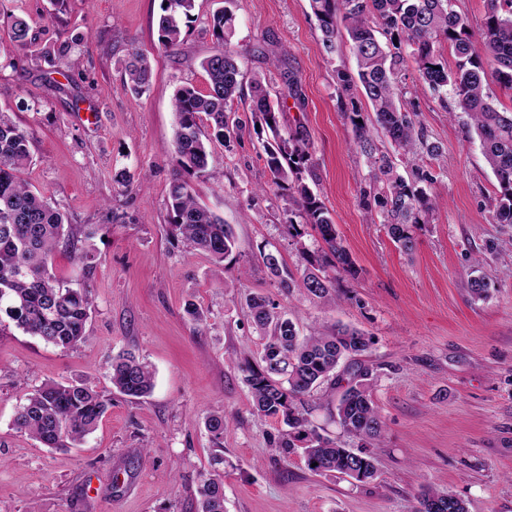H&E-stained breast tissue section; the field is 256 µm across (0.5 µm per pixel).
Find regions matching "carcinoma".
Wrapping results in <instances>:
<instances>
[{
	"instance_id": "1",
	"label": "carcinoma",
	"mask_w": 512,
	"mask_h": 512,
	"mask_svg": "<svg viewBox=\"0 0 512 512\" xmlns=\"http://www.w3.org/2000/svg\"><path fill=\"white\" fill-rule=\"evenodd\" d=\"M194 7L195 0H162L156 28L163 51L173 54L179 50L183 29L194 21ZM310 8L319 23L325 54L330 58L336 55L343 28L357 59L355 76L336 69V92L342 105L352 107L353 146L366 160L368 188L361 190V205L368 217L379 211L391 240L410 254L416 246L415 231L431 223L437 209L435 199L422 186L433 181L424 167V157L436 158L442 148L428 140L417 113L403 104L406 73L402 47L406 46L423 82L439 93L443 102L447 101L444 93H450L455 109L467 117L497 181L492 220L512 224V112L494 105L487 81V67L491 66L499 84L512 90V0H488L477 43L470 38L467 19L453 9V0H310ZM7 18L13 42L21 46L35 43L27 19L13 13ZM211 26L216 46L200 63L206 88L184 85L173 99L176 131L168 203L172 235L180 238L186 249L204 251L222 262L233 253V229L199 203L192 180L212 177L209 144L214 140L224 144L243 127L234 101L242 99L244 74L230 48L232 12L226 8L216 12ZM445 43L456 57L453 69L443 57ZM71 48L69 43L50 42L37 53L59 69L71 66ZM125 73L135 96L149 89L152 70L142 54H129ZM249 87L252 117L272 133V140L263 145L271 183L290 193L292 208L285 229L295 240L300 260L309 265L303 289L311 298L326 299L342 276L356 273L355 263L327 209L306 181L315 168L309 143L297 131L286 138L280 135L279 110L270 101L266 78L253 77ZM359 93L372 106V123L405 159L408 177L396 173L391 156L376 145L367 123L359 122ZM203 122L210 133L202 132ZM31 162L29 133L8 113L0 112V322L6 317L24 333L69 351L86 339L93 300L88 289L60 283L49 272V263L61 243L72 247L80 261L91 263L95 255L78 243L92 239L98 227L84 224L75 230L65 223L63 214L20 178ZM296 216L318 231L326 246L320 259L301 241L303 232ZM260 257L282 288L295 286L293 274L276 256L262 253ZM479 266L480 259H474L468 288L473 297L481 299L487 297L488 283L475 275ZM246 306L262 340L261 364L246 359L241 366L252 411L261 419L283 424L270 443L285 459L302 450L306 465L315 474L334 473L360 483L373 479V457L320 434L304 408L306 397L330 383L341 388L336 417L344 434L361 440L382 437L384 422L373 399L372 370L350 363L343 373L336 372L341 360L368 351L372 337L342 325L319 326L302 335L280 305L261 294H248ZM111 370L112 386L124 396L139 399L153 388V372L129 351L112 357ZM109 406V398L83 383L45 382L20 403L13 427L45 448H70L96 429ZM225 425L222 415L205 420L218 453L212 459V472L198 485V512H224ZM437 502L447 504L444 512H468L465 500L429 488L419 495L415 512H431Z\"/></svg>"
}]
</instances>
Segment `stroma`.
<instances>
[{
	"label": "stroma",
	"mask_w": 512,
	"mask_h": 512,
	"mask_svg": "<svg viewBox=\"0 0 512 512\" xmlns=\"http://www.w3.org/2000/svg\"><path fill=\"white\" fill-rule=\"evenodd\" d=\"M162 0H9L36 20L39 40L83 35L66 74L51 73L33 48L17 46L0 18V110L30 137L24 179L67 223L99 225L91 266L58 247L50 271L90 286L86 340L62 351L0 327V512H197V487L212 443L204 419L224 415V512H414L425 488L452 493L469 512H512V226L491 219L496 178L465 119L451 117L408 62L405 99L443 149L428 161L437 201L432 224L403 254L360 205L363 157L336 95V68L356 73L349 46L327 59L309 0H196L178 55L163 52L154 24ZM235 16L231 46L245 74L267 75L279 103L281 136L303 132L316 162L311 188L328 209L358 274L331 299L282 292L260 258L271 253L294 276L305 268L283 230L288 194L270 186L250 100L236 103L239 138L213 143L216 175L194 182L200 199L234 228L232 255L218 262L187 251L167 233L175 91L205 88L200 67L215 46L210 20ZM138 51L152 63L142 97L125 82ZM286 65L274 67L276 58ZM295 76L301 96L288 95ZM264 195H255L257 185ZM483 259L489 296L472 298L471 257ZM277 301L301 331L343 323L373 339L357 360L377 380L385 424L366 483L317 475L302 454L281 457L269 438L279 425L253 414L239 368L259 363L262 344L244 297ZM203 313L197 322L188 305ZM132 350L155 372L135 400L110 381V361ZM47 381H79L112 405L96 431L72 448L42 447L12 427L19 403ZM339 389L323 385L306 402L320 433L336 439Z\"/></svg>",
	"instance_id": "obj_1"
}]
</instances>
